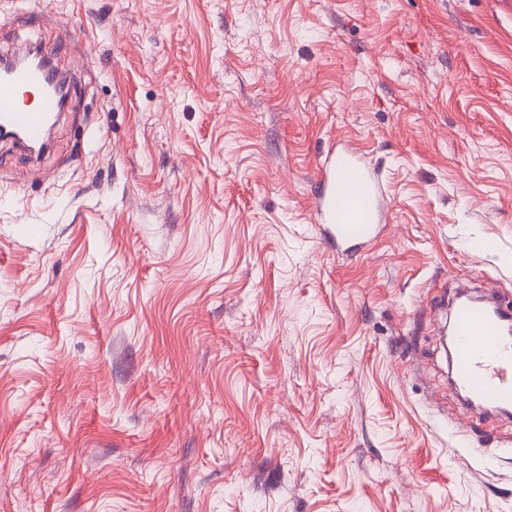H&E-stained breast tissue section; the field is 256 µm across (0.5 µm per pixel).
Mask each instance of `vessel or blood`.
Here are the masks:
<instances>
[{"mask_svg": "<svg viewBox=\"0 0 512 512\" xmlns=\"http://www.w3.org/2000/svg\"><path fill=\"white\" fill-rule=\"evenodd\" d=\"M48 77L35 69L0 68V131L19 135L29 148L47 145L61 115ZM314 217L342 255L370 245L380 232L377 173L356 153L329 151L319 170ZM450 370L455 387L475 403L512 408V340L504 338L498 315L477 304H457Z\"/></svg>", "mask_w": 512, "mask_h": 512, "instance_id": "obj_1", "label": "vessel or blood"}]
</instances>
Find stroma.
<instances>
[{"label": "stroma", "instance_id": "obj_1", "mask_svg": "<svg viewBox=\"0 0 512 512\" xmlns=\"http://www.w3.org/2000/svg\"><path fill=\"white\" fill-rule=\"evenodd\" d=\"M59 42L51 147L0 140V512H512L442 344L512 313V0H0V55ZM314 217L336 251L353 256L380 232L381 185L356 153L328 152L318 175Z\"/></svg>", "mask_w": 512, "mask_h": 512}]
</instances>
